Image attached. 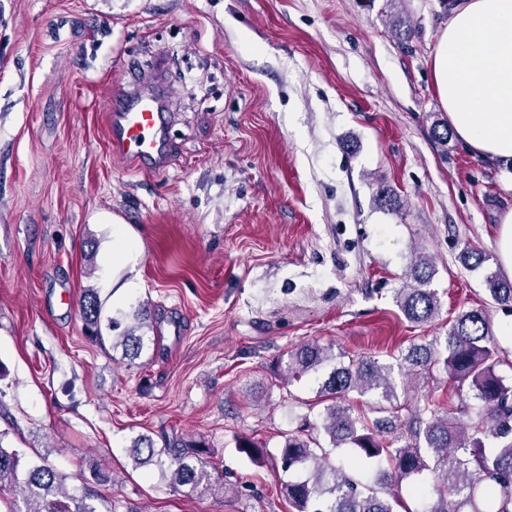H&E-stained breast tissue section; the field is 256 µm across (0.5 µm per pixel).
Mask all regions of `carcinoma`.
Returning a JSON list of instances; mask_svg holds the SVG:
<instances>
[{"instance_id":"obj_1","label":"carcinoma","mask_w":512,"mask_h":512,"mask_svg":"<svg viewBox=\"0 0 512 512\" xmlns=\"http://www.w3.org/2000/svg\"><path fill=\"white\" fill-rule=\"evenodd\" d=\"M434 268L424 252L410 256L406 282L398 289L396 302L406 319L427 323L439 315L437 292L429 288ZM491 300L512 307V283L496 275L486 278ZM80 317L85 336L92 343L121 351L120 362L141 358L151 337L145 335L147 308L141 304L132 314L134 323L122 325L103 312L95 289H84ZM434 346H411L397 359L405 376L415 368L437 365L448 375L457 396L463 387L475 392L483 404L476 418L464 424L454 409L425 400L408 413L405 427L409 440L402 446L383 445L382 434L400 420L402 405L390 378L393 366L375 358L336 361L330 347L307 342L288 351L283 373L299 378L325 371L318 391L323 404L321 429L333 448H348L360 464L377 467V483L401 485L412 479L411 492L418 507L413 512H512V384L497 372L503 363L496 345L493 324L483 308L462 312L444 340ZM351 392L374 393L372 421L354 415L344 398ZM204 450L193 441L163 440L162 447L138 436L130 449L132 468L150 465L166 468L175 489L202 493L223 482L216 463L203 458ZM20 453L0 446V490H19L23 506L6 502L7 512H98L88 491L68 488L65 477L40 456L20 472ZM282 470L300 476L281 483L282 496L296 512H397L399 498L383 496L362 484L342 465L330 462L325 448L310 434H290L280 448Z\"/></svg>"}]
</instances>
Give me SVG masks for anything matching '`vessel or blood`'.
<instances>
[{"label":"vessel or blood","instance_id":"1","mask_svg":"<svg viewBox=\"0 0 512 512\" xmlns=\"http://www.w3.org/2000/svg\"><path fill=\"white\" fill-rule=\"evenodd\" d=\"M170 120L156 96L134 90L112 102L109 136L113 149L144 171L165 167Z\"/></svg>","mask_w":512,"mask_h":512}]
</instances>
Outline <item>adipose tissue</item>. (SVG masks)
Wrapping results in <instances>:
<instances>
[{"mask_svg": "<svg viewBox=\"0 0 512 512\" xmlns=\"http://www.w3.org/2000/svg\"><path fill=\"white\" fill-rule=\"evenodd\" d=\"M431 70L456 137L480 158L512 161V0H456Z\"/></svg>", "mask_w": 512, "mask_h": 512, "instance_id": "1", "label": "adipose tissue"}]
</instances>
